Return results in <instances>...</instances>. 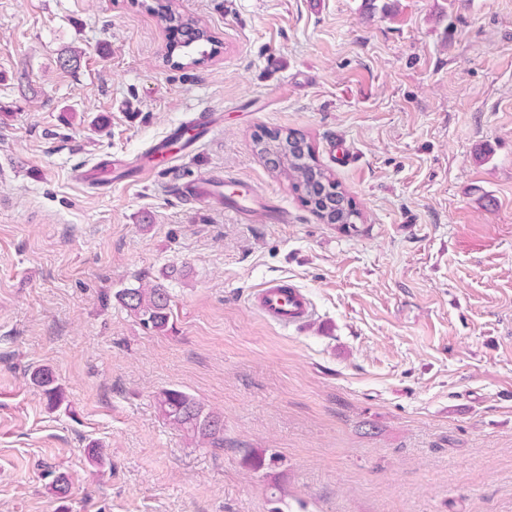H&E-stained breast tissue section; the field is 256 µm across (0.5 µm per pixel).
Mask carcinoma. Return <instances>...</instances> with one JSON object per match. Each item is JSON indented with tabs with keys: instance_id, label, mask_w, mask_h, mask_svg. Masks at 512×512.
<instances>
[{
	"instance_id": "cac0c4a2",
	"label": "carcinoma",
	"mask_w": 512,
	"mask_h": 512,
	"mask_svg": "<svg viewBox=\"0 0 512 512\" xmlns=\"http://www.w3.org/2000/svg\"><path fill=\"white\" fill-rule=\"evenodd\" d=\"M164 21L169 28L181 30L184 40L180 46L189 48L195 43H210L212 39L207 33L198 28L196 22L183 18L173 12L164 14ZM289 169L296 173L305 182L306 189L319 184L318 177L321 171L312 167L303 160L290 164ZM119 302L147 329L157 333L169 330L172 317L170 308V294L162 284L151 288H124L117 294ZM34 382L42 388L48 405L58 407L64 401L63 389L55 383L51 372L46 369L33 373ZM159 411L172 426L186 432L193 439L214 448L224 447V421L221 415L205 409L189 393L168 388L162 390L157 397Z\"/></svg>"
}]
</instances>
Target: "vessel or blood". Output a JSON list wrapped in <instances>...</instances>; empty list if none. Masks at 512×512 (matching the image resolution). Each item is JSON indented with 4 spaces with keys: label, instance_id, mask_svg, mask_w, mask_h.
Segmentation results:
<instances>
[{
    "label": "vessel or blood",
    "instance_id": "1",
    "mask_svg": "<svg viewBox=\"0 0 512 512\" xmlns=\"http://www.w3.org/2000/svg\"><path fill=\"white\" fill-rule=\"evenodd\" d=\"M217 123L215 113L202 112L189 125L175 126L168 138L153 144L141 161L133 164L134 176L145 179L157 168L172 164L177 159V154L171 151L173 142H182V151L190 152ZM122 174V164L115 160L91 168L85 179L91 184L105 185L121 179ZM176 189L181 197L224 210L243 223L252 222L258 216L269 224L288 221L287 211L269 195L228 178L216 176L180 182ZM252 303L265 319L285 329L301 326L312 320L315 314L312 302L301 290L282 282H271L257 290Z\"/></svg>",
    "mask_w": 512,
    "mask_h": 512
}]
</instances>
